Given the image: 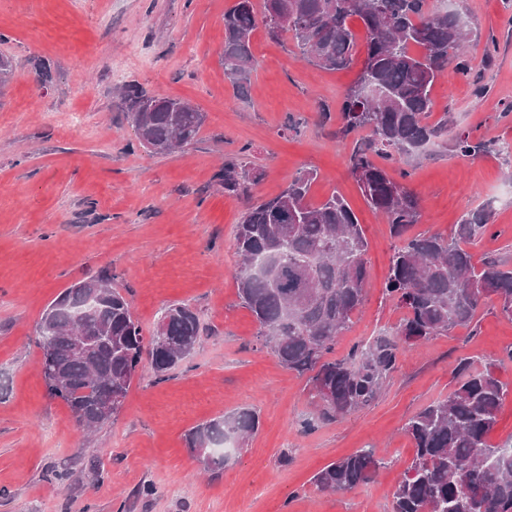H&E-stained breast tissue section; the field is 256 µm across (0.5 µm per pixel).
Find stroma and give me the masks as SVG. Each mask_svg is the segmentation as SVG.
<instances>
[{
	"label": "stroma",
	"instance_id": "1",
	"mask_svg": "<svg viewBox=\"0 0 512 512\" xmlns=\"http://www.w3.org/2000/svg\"><path fill=\"white\" fill-rule=\"evenodd\" d=\"M234 0H0V55L12 65L0 82V512H391L393 493L414 456L403 430L416 412L447 397L461 359L512 382V320L490 298L473 327L407 348L378 399L350 416L317 423L305 378L285 369L258 336L239 297L234 234L246 210L280 193L306 169L318 177L312 201L338 192L369 243L363 311L334 350L345 356L375 329L392 331L403 309L383 293L396 243L348 168L350 142L336 136L337 109L364 51L342 71L301 61L290 39L257 28L245 92L224 75V13ZM474 31L468 56L487 78L445 74L432 89L433 119L489 144L462 157L445 147L392 163L419 198L411 234L453 233L467 211L494 203L491 232L475 262L512 268V9L507 0H454ZM46 62L51 81L35 67ZM190 101L206 115L195 142L166 155L139 146L123 91ZM299 124L289 130V121ZM236 155L261 176L247 193L225 194L218 172ZM108 277L144 333L161 308L190 305L201 338L156 382L150 368L124 405L94 434L46 392L35 327L71 284ZM250 408L258 432L203 475L186 435L195 425ZM373 448L390 463L371 481L323 493L313 475ZM152 496H141L144 485Z\"/></svg>",
	"mask_w": 512,
	"mask_h": 512
}]
</instances>
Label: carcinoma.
<instances>
[{"instance_id": "cac0c4a2", "label": "carcinoma", "mask_w": 512, "mask_h": 512, "mask_svg": "<svg viewBox=\"0 0 512 512\" xmlns=\"http://www.w3.org/2000/svg\"><path fill=\"white\" fill-rule=\"evenodd\" d=\"M354 20L368 31L366 58L341 100L339 135L345 140L361 130L369 133L365 144L352 149L348 166L366 202L399 241L384 291L406 309L405 316L393 331L354 345L347 357H328L364 304L368 242L340 195L311 201L317 178L312 171L299 172L280 194L252 206L233 242L238 295L279 363L307 377L321 421L374 403L403 350L471 326L483 299L498 298L501 314L512 319V268L478 265L469 249L491 228L489 206L462 216L451 237H411L408 229L422 217L420 200L376 161H401L436 141L461 156L488 151L484 141L452 132L446 115L429 122L435 82L449 71L461 78L469 74V32L459 13L433 10L428 0H265L259 17L253 0H236L224 12V75L236 89H246L255 63L252 35L260 24L273 40L290 37L309 63L326 71L345 69L358 40ZM125 98L136 138L153 154L191 144L205 122L184 99L130 89ZM258 176L235 156L224 158L219 173L229 195ZM99 283V307H84L85 289L70 286L36 326L40 348L52 347L53 367L43 374L46 390L88 431L119 413L144 362L161 381L201 336L198 314L183 304L163 308L153 336L145 338L127 299L107 281ZM75 331L106 340L78 353L71 339ZM455 379L447 398L405 424L415 456L394 492L392 512H512V452L488 443L512 383L465 360ZM258 429V414L242 409L195 426L186 443L217 476L224 470V442L243 441ZM384 465L374 449L365 448L326 465L312 482L321 492H344L369 482Z\"/></svg>"}]
</instances>
